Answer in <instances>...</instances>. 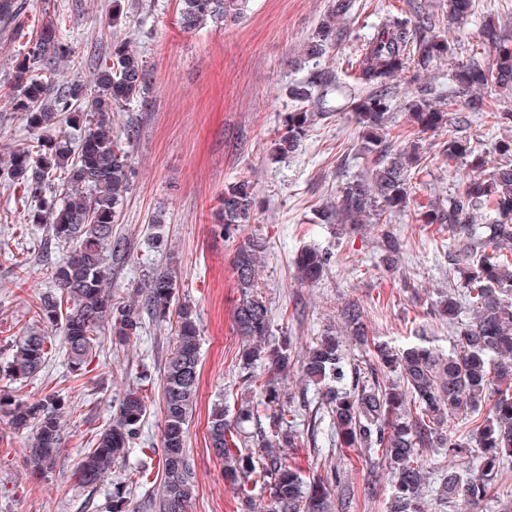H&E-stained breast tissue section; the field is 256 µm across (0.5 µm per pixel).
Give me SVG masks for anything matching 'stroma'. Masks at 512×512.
I'll return each instance as SVG.
<instances>
[{"label": "stroma", "instance_id": "obj_1", "mask_svg": "<svg viewBox=\"0 0 512 512\" xmlns=\"http://www.w3.org/2000/svg\"><path fill=\"white\" fill-rule=\"evenodd\" d=\"M27 2L29 8L17 22L19 36H0V164L30 140L9 94L26 36L42 23L57 20L76 46L73 57L55 64L53 83L89 80L116 39L127 41L146 63L144 98L117 117L122 124L135 121L139 132L134 174L113 226L114 236L127 242V257L112 267L107 286L113 294L137 300L152 272L168 268L178 283L175 303L195 307L200 384L186 443L195 482L192 512H237V499L209 446L207 429L214 403L233 409L248 394L239 364L242 339L233 322L239 294L231 259L237 244L224 238L213 217L227 184L250 182L260 201L255 222L239 236L257 234L266 242L257 278L271 308L273 336L287 334L309 346L327 326L340 325L342 308L354 300L364 306L369 333L377 340L400 347L418 325L426 324L439 345L454 341L452 330L430 316L432 303L449 283L447 225L417 223L410 210L393 214L389 228L400 238L402 253L397 272L390 273L374 217H365L355 231L322 219L342 183L368 166L360 156L351 110L362 89L345 59L387 13L407 11L409 0H353L351 12L336 20L335 48L316 61L307 57L306 48L331 0H251L237 23L209 24L193 32L178 22V0H127V18L117 28L111 20L112 0ZM427 3L437 34L454 41L458 51L391 81L387 131L405 143L419 141L425 153L427 174L411 182V202L432 198L444 203L456 194L464 175L463 168H449L442 153L449 137H463L485 149L512 136V127L465 108V96L453 81L457 62L478 47L485 17H494L512 35V0H474L473 15L461 25L449 24L444 0ZM324 71L332 79L315 88L309 104L319 120L297 154L275 158L272 142L296 108L291 87ZM424 87L431 88L433 103L448 113L446 123L427 133L413 128L405 111L409 97ZM28 205L0 175V351L30 329L42 331L55 344L45 368L23 383L19 395L30 401L59 395L64 455L52 473L33 472L25 461V438L13 434L0 415V512H89L86 494L76 483L78 462L115 418L123 394L141 385L149 410L138 450L125 467L113 468L94 495L96 512H106L113 484L127 480L132 467L143 464L153 475L161 473V376L175 324L146 320L140 340L125 346L103 338L87 372L78 377L70 373L61 328L46 325L36 314L41 297L54 288L61 252L44 249L47 229L26 223ZM159 213L166 222L158 230L151 218ZM309 246L327 251L332 261L320 281L303 285L295 278L294 258ZM23 260L30 266L26 275L18 269ZM143 370L151 376L149 383L137 379ZM282 457L306 476L338 468L355 493L348 512H386L392 477L379 459L336 447L324 433L317 447L286 448Z\"/></svg>", "mask_w": 512, "mask_h": 512}]
</instances>
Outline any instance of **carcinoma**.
<instances>
[{
  "label": "carcinoma",
  "instance_id": "cac0c4a2",
  "mask_svg": "<svg viewBox=\"0 0 512 512\" xmlns=\"http://www.w3.org/2000/svg\"><path fill=\"white\" fill-rule=\"evenodd\" d=\"M179 24L194 31L207 23L239 18L249 0H179ZM474 0H448V19L461 21L472 14ZM352 8V0H332L316 32L310 55L320 57L336 44L335 20ZM22 0H0V32L8 31L23 11ZM413 17L392 16L355 51L352 64L365 95L352 103L361 128V154L371 163L365 177H352L339 188L336 204L326 209V221L360 223L371 212L381 218L408 206L410 176L424 169L416 147L399 149L382 133L391 110L389 81L424 69L455 45L435 34L433 16L413 2ZM482 52L458 64L454 81L469 94L467 107L489 112L495 122L512 123V112L484 104L479 93L487 88L512 91V40L494 21L482 26ZM75 54L73 43L51 22L43 24L27 42L16 65L12 109L34 144L12 152L8 176L13 189L38 198L27 210L29 224H45L46 241L66 249L56 262L58 291L41 299L37 315L62 328L71 370L91 363L106 334L123 345L139 338L147 314L165 322L176 314L175 344L162 375L164 410L162 489L149 507L157 512H190L195 485L186 458L187 424L196 403L199 380V336L193 311L183 304L172 309L177 283L170 272L152 275L142 300L126 301L105 288L106 256L122 260L125 249L112 240V224L127 191L131 174L130 149L137 137L134 126L116 131L112 113L121 112L144 94L146 65L124 41L112 42L109 62L93 69L86 83L74 80L50 94L44 73L55 61ZM407 114L419 129H436L445 122L443 111L428 99L413 96ZM316 114L301 107L290 113L274 140L277 154L295 153L308 136ZM84 128L77 141L55 133L58 123ZM446 159L468 166L448 207L421 203L414 210L421 224H446L454 248L448 250L449 272L457 282L439 301L435 315L456 330L449 350L433 344L424 326L416 341L401 348L369 341L367 314L357 303L343 311L344 329L328 331L304 355L292 336H271V312L257 283V269L265 242L253 236L235 250L232 267L240 293L235 314L243 336L240 363L247 370V387L256 400L241 402L235 412L217 404L208 421L210 448L224 463V478L239 495L241 512H328L329 489L338 492V506L354 497L338 470L306 480L302 471L282 461L277 448L314 447L322 418L312 415L302 430L296 410L288 404L279 374L294 362L305 378L319 386L331 435L341 448H361L381 456L394 476L391 512H424L432 496L455 508L477 506L494 496L512 498L503 476L512 468V138L488 150H477L459 137L448 140ZM257 198L247 181L224 188L217 220L228 239L253 221ZM489 216L481 233L473 212ZM385 262L399 258L402 244L382 229ZM330 255L304 248L296 256L298 278L317 281ZM360 347L347 352L343 337ZM48 337L37 331L14 341L0 362V377L24 383L47 362ZM147 397L130 389L119 403L116 421L99 434L97 446L84 452L76 470L77 484L89 493L104 481L112 466L125 461L147 415ZM0 413L14 432L30 435L28 461L49 472L61 458V403L54 395L29 402L10 391L0 393ZM255 431H250V426ZM456 456L473 453L462 467L439 471L430 485L424 463L427 449ZM253 483L269 490V504L258 503L246 489ZM147 485L139 473L130 484L112 487L109 512H129L131 485Z\"/></svg>",
  "mask_w": 512,
  "mask_h": 512
}]
</instances>
